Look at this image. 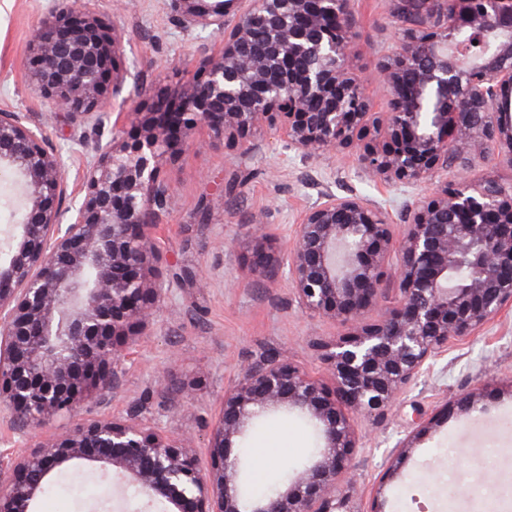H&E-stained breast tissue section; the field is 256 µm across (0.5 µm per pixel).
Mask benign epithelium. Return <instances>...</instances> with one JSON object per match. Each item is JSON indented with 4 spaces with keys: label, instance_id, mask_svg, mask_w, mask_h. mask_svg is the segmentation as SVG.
Listing matches in <instances>:
<instances>
[{
    "label": "benign epithelium",
    "instance_id": "obj_1",
    "mask_svg": "<svg viewBox=\"0 0 512 512\" xmlns=\"http://www.w3.org/2000/svg\"><path fill=\"white\" fill-rule=\"evenodd\" d=\"M91 2L50 0L27 46L29 77L55 109L100 122L107 89L120 95L128 72L121 36ZM394 2L401 37L375 70L389 93L383 112L371 111L356 62L351 0H169L180 28L217 33L222 47H202L180 98L150 105L134 84L139 102L126 116L145 135L96 146L78 194L44 129L0 110V169L20 195L0 260V425L25 439L56 414L72 418L65 433L0 460V512H34L50 477L82 463L164 512H356L355 418L384 416L450 342L512 307V182L469 175L472 154L512 147V0ZM199 125L239 145L241 168L262 150L249 136L267 126L287 160L348 149L359 176L432 188L406 208L397 239L386 208L330 190L281 245L259 224L247 233L251 273L284 277L302 310L346 332L315 343L328 384L285 353L245 366L224 392L205 467L187 439L156 421L81 416L84 398L116 391L123 338L150 328L170 296L155 267L154 230L175 208L160 159H178ZM390 273L391 306L370 321ZM479 396L460 393L399 441L370 512H383L414 442ZM279 410L305 417L319 448L272 494L248 499L234 448Z\"/></svg>",
    "mask_w": 512,
    "mask_h": 512
}]
</instances>
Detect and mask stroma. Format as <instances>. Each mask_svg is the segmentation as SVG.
<instances>
[{"label":"stroma","instance_id":"1","mask_svg":"<svg viewBox=\"0 0 512 512\" xmlns=\"http://www.w3.org/2000/svg\"><path fill=\"white\" fill-rule=\"evenodd\" d=\"M45 0H0V110L26 113L45 129L64 160L70 191L81 188L82 172L94 147L112 139L114 114L103 121H80L51 111L47 100L28 86L26 47ZM355 47L359 64H374L394 44L399 26L392 0H353ZM97 11L121 35L122 66L130 81L179 95L188 88L203 43L175 22L166 0H98ZM254 137L264 149L252 175L233 193L235 148L213 138L206 127L194 134L195 147L176 161H162L176 207L161 224L157 242L160 270L172 292L146 334L129 350L116 392L85 401L86 417L138 412L189 438L201 464L209 462V441L221 413L225 389L242 376L244 365L288 351L292 360L320 379L328 374L312 347L318 339L341 333L340 325L303 313L280 280L257 281L250 271L245 222L258 218L276 241L292 235L299 213L319 194L356 193L390 213L394 235L403 230L402 211L425 197V190L402 189L357 178L356 157L293 159L282 165V145L274 129L262 127ZM336 171L327 183L326 168ZM209 205L208 223L197 211ZM207 269L206 284L192 273ZM479 387L475 408L455 413L416 442L388 493L386 512H512V308L477 336L455 343L439 357L431 373L418 378L384 417H358L362 438L355 472L360 512H369V491L396 443L415 418H428L447 400ZM287 435L284 462L258 460L252 450ZM315 428L298 414L277 412L255 424L246 448L243 475L249 487L277 484L282 472L296 473L315 456ZM133 486L116 487L95 466L81 473L53 477L36 512H161Z\"/></svg>","mask_w":512,"mask_h":512}]
</instances>
